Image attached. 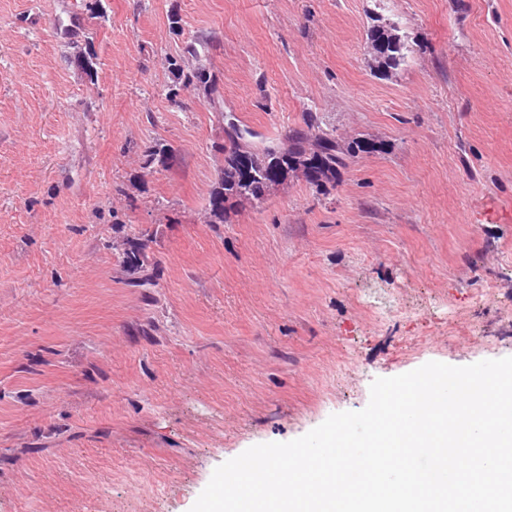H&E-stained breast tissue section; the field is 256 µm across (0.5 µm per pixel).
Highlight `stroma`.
I'll return each instance as SVG.
<instances>
[{"instance_id": "stroma-1", "label": "stroma", "mask_w": 512, "mask_h": 512, "mask_svg": "<svg viewBox=\"0 0 512 512\" xmlns=\"http://www.w3.org/2000/svg\"><path fill=\"white\" fill-rule=\"evenodd\" d=\"M78 3L0 0V512H190L377 378L512 356V0H102L89 74ZM376 20L411 48L389 79ZM228 113L374 149L209 224ZM199 43L197 40H191L187 42L183 49V56L185 59H187L188 64L189 61L191 62L192 66L187 68V71L185 73L184 67L181 65H175L177 66L173 68V71L175 73V77L177 80H182V84L184 87H188L190 85L194 84V80L198 83L207 84L208 81H206V73L205 69L203 68V65L200 63V52L198 48ZM144 247V244L128 238L121 244L114 246V250L118 252L123 265L135 272L143 269L146 263H148V256L144 251Z\"/></svg>"}]
</instances>
